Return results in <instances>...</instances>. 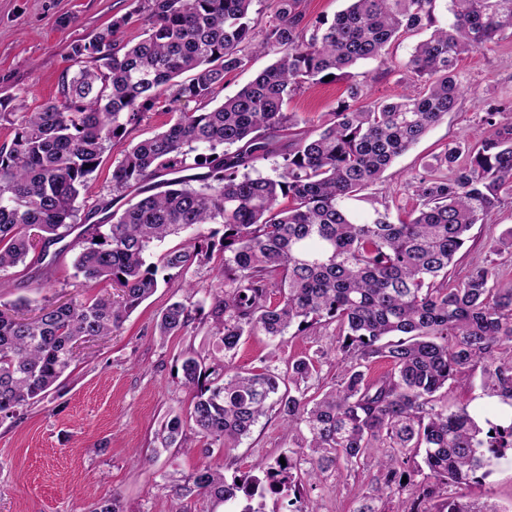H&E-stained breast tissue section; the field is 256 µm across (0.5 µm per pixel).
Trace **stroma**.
Listing matches in <instances>:
<instances>
[{
    "label": "stroma",
    "mask_w": 512,
    "mask_h": 512,
    "mask_svg": "<svg viewBox=\"0 0 512 512\" xmlns=\"http://www.w3.org/2000/svg\"><path fill=\"white\" fill-rule=\"evenodd\" d=\"M137 5L138 0H0V99H15L32 111L57 96L70 65V44L90 39L112 16ZM420 40L417 34L401 37L390 48L388 65L363 61L354 69L357 81L367 83L376 97L401 93L410 82L396 66L408 59ZM458 71L463 81L478 89L479 99H462L367 189V196L404 213L412 210L417 201L410 182L422 174L424 163L460 134L482 129L487 105L512 107V34H505L492 50L463 55ZM345 89L342 81L305 87L289 101L288 109L301 118L328 120L345 98ZM169 119L165 107L154 108L128 131L123 145L103 154L81 193L82 215L106 204L123 209V200L112 195L113 165L124 145L163 130ZM511 229L512 198L473 226L455 256L450 279L463 278L474 260L489 257L499 269L498 287L512 288V255L491 252L493 243ZM84 243L78 233H71L59 243L53 264L32 255L10 269L0 301L22 295L36 301L112 296L111 284L88 285L76 276L73 262ZM46 278L51 287H43ZM216 286L207 267L198 265L160 284L119 331L87 347L86 358L47 398L27 407L20 420L0 421V512H87L106 494L118 499L123 512H170V502L159 490L164 474H191L205 460L195 438H188L184 451L160 447L156 440L171 413L185 414L191 407V394L179 374L181 355L190 347L209 359L222 352L211 322L162 342L155 334V321L170 301L186 296L201 300ZM334 340L332 329L322 326L291 331L275 341L258 333L244 337L231 364L246 370L268 361L282 370L289 361L331 349ZM442 394L452 405L469 401L480 422L498 420L503 410L497 398L484 395L476 376L449 383ZM301 441V435H289L281 416L272 410L238 447L223 450L215 460L244 474L257 460L276 457ZM369 480V472L362 469L345 479L332 477L306 487L305 499L312 512H354L355 488ZM467 494L470 501L494 503L501 512H512V450L494 461L488 476L472 484Z\"/></svg>",
    "instance_id": "35a3bbf8"
}]
</instances>
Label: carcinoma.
<instances>
[{
    "mask_svg": "<svg viewBox=\"0 0 512 512\" xmlns=\"http://www.w3.org/2000/svg\"><path fill=\"white\" fill-rule=\"evenodd\" d=\"M254 2L140 0L90 40L71 43L75 70L62 77L57 99L32 112L0 100V127L13 132L0 144V273L32 252L45 260L73 232L81 191L128 126L168 101L201 104L171 113L164 130L123 150L112 193L133 190L135 199L82 232L75 276L111 283L118 299L51 302L34 317L26 296L0 303V420H17L48 397L79 345L119 330L156 292L159 273L209 263L220 285L209 316L224 357L255 332L275 339L319 324L334 327L343 370L312 399L325 352L292 362L285 376L270 364L238 371L185 352L191 409L168 418L163 447L189 432L210 457L212 444L235 447L273 409L288 432L305 436L244 475L229 478L208 461L188 476L163 477L171 512H191L199 498L263 512L268 494L286 497L289 512H311L304 483L361 466L375 474L354 512H386L391 494L401 496L396 512H500L461 493L443 499L440 487L488 475L491 460L512 449V411L485 430L468 404L451 409L439 392L478 372L482 390L512 408V289L496 287L499 270L489 260L448 279L473 225L512 198V113L488 108L489 129L463 134L425 164L411 182L418 204L406 216L375 206L364 191L462 97L477 96L458 61L512 32V0H449L448 26L437 20L436 0H347L330 22L307 20L302 0H268L271 19L259 30ZM135 22L143 38L123 39ZM426 31L404 64L419 91L370 99L351 69L387 63L392 42ZM251 52L275 61L208 108ZM329 75L349 80L346 99L329 120L298 129L288 102ZM200 144L210 154L187 163ZM274 156L283 163L272 178L257 165ZM444 166L452 176L438 174ZM209 224L223 231H205ZM179 233L187 234L182 246L147 261ZM203 311L200 302L173 301L155 332L163 341L181 336ZM378 359L389 369L371 379ZM421 453L429 474L418 482L411 462Z\"/></svg>",
    "mask_w": 512,
    "mask_h": 512,
    "instance_id": "1",
    "label": "carcinoma"
}]
</instances>
